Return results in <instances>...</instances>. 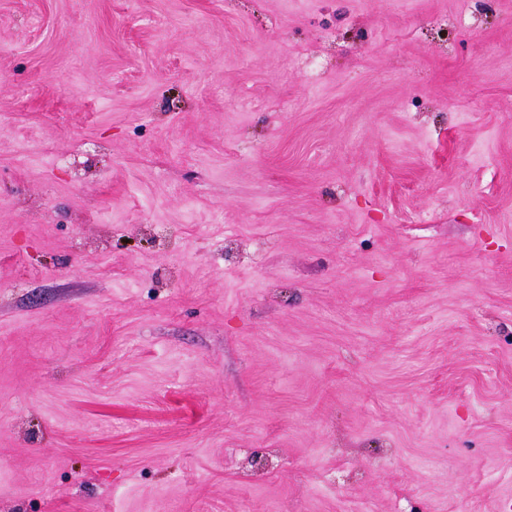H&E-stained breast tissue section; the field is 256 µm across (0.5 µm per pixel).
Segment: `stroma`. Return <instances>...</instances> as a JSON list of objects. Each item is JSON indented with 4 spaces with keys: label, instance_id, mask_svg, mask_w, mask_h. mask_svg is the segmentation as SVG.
I'll list each match as a JSON object with an SVG mask.
<instances>
[{
    "label": "stroma",
    "instance_id": "stroma-1",
    "mask_svg": "<svg viewBox=\"0 0 512 512\" xmlns=\"http://www.w3.org/2000/svg\"><path fill=\"white\" fill-rule=\"evenodd\" d=\"M0 512H512V0H0Z\"/></svg>",
    "mask_w": 512,
    "mask_h": 512
}]
</instances>
